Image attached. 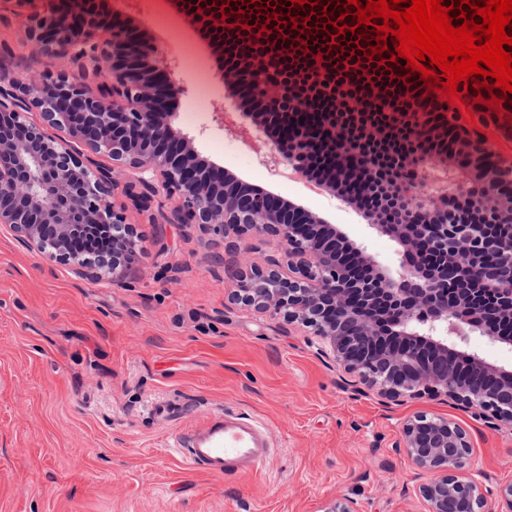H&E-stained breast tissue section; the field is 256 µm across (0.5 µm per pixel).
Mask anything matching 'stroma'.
Segmentation results:
<instances>
[{
  "mask_svg": "<svg viewBox=\"0 0 512 512\" xmlns=\"http://www.w3.org/2000/svg\"><path fill=\"white\" fill-rule=\"evenodd\" d=\"M106 8L174 60L186 93L172 124L200 158L395 264L396 245L373 230V216L335 188L263 163L270 139L241 136L251 120L174 0ZM0 45L30 61L34 76L66 68L30 59L8 12ZM222 106L224 124L215 120ZM136 179L127 171L109 197L137 234L119 281L78 277L0 229V512H325L338 498L360 512H425L426 476L395 449L405 421L421 413L466 431L484 486L512 482V428L491 429L442 396L387 402L355 392L305 328L235 305L223 240L178 223L164 193L135 202L127 185ZM159 404L171 421L155 414ZM221 408L271 428L273 455L257 473L196 471L171 447L172 432Z\"/></svg>",
  "mask_w": 512,
  "mask_h": 512,
  "instance_id": "35a3bbf8",
  "label": "stroma"
}]
</instances>
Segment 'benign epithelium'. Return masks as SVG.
<instances>
[{"label":"benign epithelium","instance_id":"benign-epithelium-1","mask_svg":"<svg viewBox=\"0 0 512 512\" xmlns=\"http://www.w3.org/2000/svg\"><path fill=\"white\" fill-rule=\"evenodd\" d=\"M229 2L196 0L201 21L228 39L257 26L252 13L228 15L223 6ZM13 15L32 55L59 57L70 71L40 81L18 71L0 75V228L78 275L115 282L124 275L135 237L108 195L116 183L112 171L132 168L145 189L179 197L180 223L206 226L229 240L236 254L248 252L250 237L279 238L282 258L269 259L266 267L238 263L233 300L308 328L321 340V355L352 378L356 391L375 389L389 400L444 395L496 427L512 426V369L472 347L475 335L512 345V233L496 237L486 230L488 224H512V196L500 190L501 182L512 180V164L488 140L457 125L454 115L425 111L419 100L403 113L416 141L448 127L456 133L479 175L478 191L462 177L431 188L422 162L412 178L378 173L335 111L314 129L296 127L292 150L277 147L268 154L273 167L306 179L297 157L322 147L342 161L333 179L346 178L351 163L365 171L379 208L396 209L393 221L380 218L372 225L396 243L394 268L351 247L371 270L365 277L336 250V227L314 223L293 205L279 207L273 195L186 152L185 138L151 94L159 77L171 98L185 93L172 61L159 53L150 63L145 47L83 11L82 0H42L40 9ZM276 70L275 43L269 42L224 71L227 81L254 86L263 108L256 123L265 130L314 110L315 93L334 89L320 64L311 73ZM493 95L503 100L500 107L483 105ZM478 96L482 101H475ZM467 97L473 112L512 137V94L469 84ZM33 110L42 124L27 119ZM46 125L67 129L87 154L49 138ZM96 155L111 158L112 168H97ZM397 450L432 474L419 487L427 512H458L463 498L470 512H487L490 491L471 473V448L458 424L417 415L403 425Z\"/></svg>","mask_w":512,"mask_h":512}]
</instances>
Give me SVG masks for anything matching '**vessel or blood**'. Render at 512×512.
I'll return each instance as SVG.
<instances>
[{
  "label": "vessel or blood",
  "mask_w": 512,
  "mask_h": 512,
  "mask_svg": "<svg viewBox=\"0 0 512 512\" xmlns=\"http://www.w3.org/2000/svg\"><path fill=\"white\" fill-rule=\"evenodd\" d=\"M173 446L191 468L213 475L246 476L268 463L273 436L267 425L251 415L227 409L178 432Z\"/></svg>",
  "instance_id": "b4317fda"
}]
</instances>
